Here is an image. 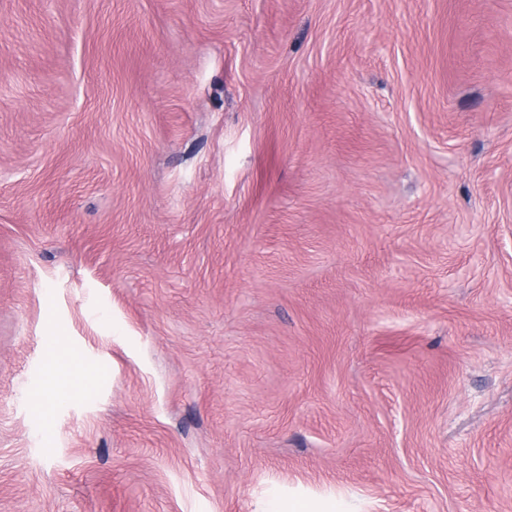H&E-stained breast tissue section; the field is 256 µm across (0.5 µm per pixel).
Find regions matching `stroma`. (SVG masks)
<instances>
[{
	"instance_id": "obj_1",
	"label": "stroma",
	"mask_w": 512,
	"mask_h": 512,
	"mask_svg": "<svg viewBox=\"0 0 512 512\" xmlns=\"http://www.w3.org/2000/svg\"><path fill=\"white\" fill-rule=\"evenodd\" d=\"M297 483L512 512V0H0V512Z\"/></svg>"
}]
</instances>
